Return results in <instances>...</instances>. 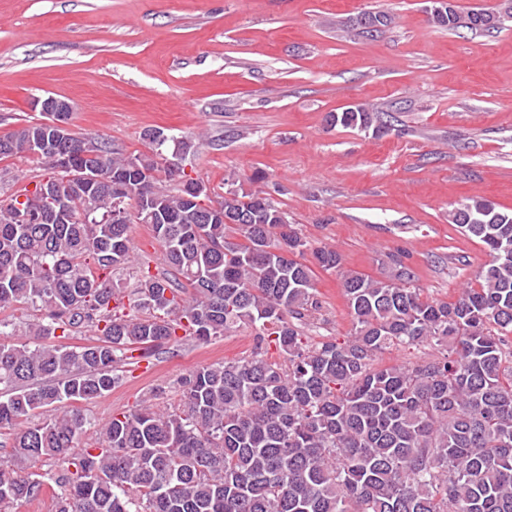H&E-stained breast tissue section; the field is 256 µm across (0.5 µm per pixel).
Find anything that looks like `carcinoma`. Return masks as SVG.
Instances as JSON below:
<instances>
[{
    "label": "carcinoma",
    "mask_w": 512,
    "mask_h": 512,
    "mask_svg": "<svg viewBox=\"0 0 512 512\" xmlns=\"http://www.w3.org/2000/svg\"><path fill=\"white\" fill-rule=\"evenodd\" d=\"M491 16L429 13L475 33ZM389 117L355 106L330 122L380 130ZM34 152L47 194L0 200V312H40L23 332L0 319V505L49 493L55 512H512L511 209L472 199L450 211L490 257L454 299L422 297L393 254L382 279L343 274L347 339L311 343L296 322L317 310L312 266L334 270L341 257L309 249L263 192L228 189L207 216L198 199L209 187L170 168L160 146L125 155L98 137L63 142L40 122L0 136V159ZM120 198L132 214L116 224ZM133 224L150 229L171 275L135 264ZM241 325L255 329L250 355L196 367L178 382V406L114 416L96 445L83 442L76 403L111 391L180 331L205 342ZM87 327L92 344L47 341ZM272 343L282 359L268 357ZM424 343L439 355L374 365ZM45 460L57 472H30Z\"/></svg>",
    "instance_id": "1"
}]
</instances>
